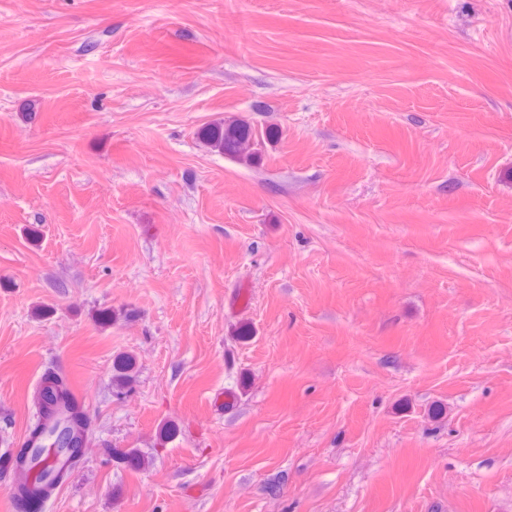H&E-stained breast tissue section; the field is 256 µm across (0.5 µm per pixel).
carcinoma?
<instances>
[{
  "label": "carcinoma",
  "mask_w": 512,
  "mask_h": 512,
  "mask_svg": "<svg viewBox=\"0 0 512 512\" xmlns=\"http://www.w3.org/2000/svg\"><path fill=\"white\" fill-rule=\"evenodd\" d=\"M202 137L213 147L241 152L249 146L252 133L242 126L215 125L203 129ZM33 404L35 421L23 448L13 456L16 468L35 472L32 481L15 487L22 512H40L44 499L80 464V447L91 435V421L62 374L50 369L43 373Z\"/></svg>",
  "instance_id": "cac0c4a2"
}]
</instances>
